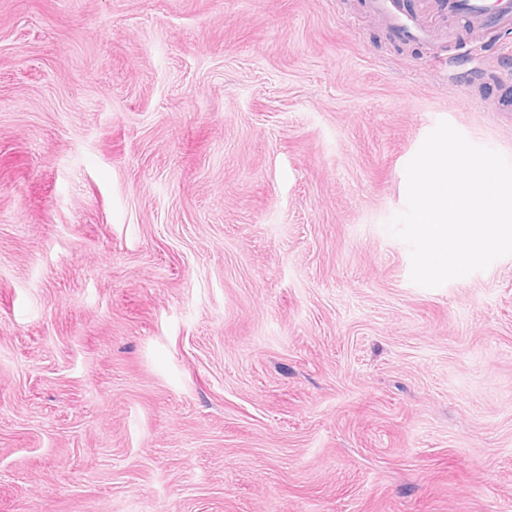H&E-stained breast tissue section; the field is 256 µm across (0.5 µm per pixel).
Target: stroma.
Instances as JSON below:
<instances>
[{"label": "stroma", "instance_id": "35a3bbf8", "mask_svg": "<svg viewBox=\"0 0 512 512\" xmlns=\"http://www.w3.org/2000/svg\"><path fill=\"white\" fill-rule=\"evenodd\" d=\"M367 0H0V512H512V256L387 222L468 75Z\"/></svg>", "mask_w": 512, "mask_h": 512}]
</instances>
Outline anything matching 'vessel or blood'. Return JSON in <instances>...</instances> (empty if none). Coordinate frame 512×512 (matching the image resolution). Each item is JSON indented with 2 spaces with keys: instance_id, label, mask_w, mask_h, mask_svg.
I'll return each instance as SVG.
<instances>
[{
  "instance_id": "b4317fda",
  "label": "vessel or blood",
  "mask_w": 512,
  "mask_h": 512,
  "mask_svg": "<svg viewBox=\"0 0 512 512\" xmlns=\"http://www.w3.org/2000/svg\"><path fill=\"white\" fill-rule=\"evenodd\" d=\"M372 6L401 40L439 39L461 45V19L487 44L512 33V0H416L410 7L403 0H373Z\"/></svg>"
}]
</instances>
